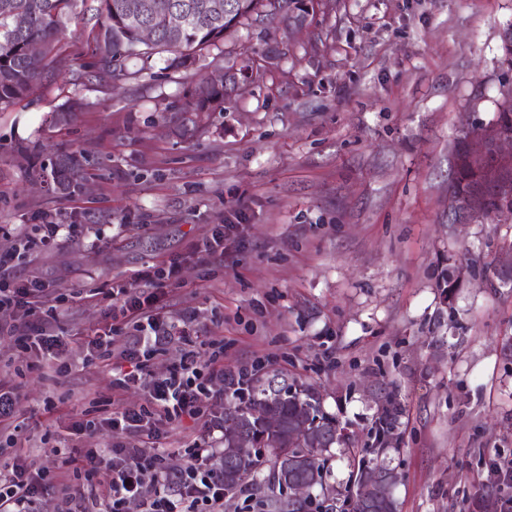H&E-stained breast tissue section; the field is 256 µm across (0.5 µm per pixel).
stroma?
<instances>
[{
    "label": "stroma",
    "mask_w": 512,
    "mask_h": 512,
    "mask_svg": "<svg viewBox=\"0 0 512 512\" xmlns=\"http://www.w3.org/2000/svg\"><path fill=\"white\" fill-rule=\"evenodd\" d=\"M93 7L78 0L51 52L59 66L0 106V252H15L11 276H38L58 298L70 350L51 379L0 337L34 469L54 474L65 448L113 441L105 427L69 431L112 394L109 368L84 366L75 337L106 328L113 282L174 259L161 321L194 311V337L222 341L225 367L307 380L347 424L354 451L335 450L329 483L345 489L355 458L372 460L371 432L393 407L399 512L512 497L493 469L512 460V288L490 270L512 214L457 224L448 209L458 137L512 104V0H335L304 28L241 25L186 68L157 54L111 80L96 76ZM247 58L260 81L196 116L197 84ZM75 98L82 110L52 125ZM71 152L75 192L39 187ZM229 221L223 263L200 264L192 243ZM39 224L63 225L57 245L15 251ZM449 271L461 286L447 303Z\"/></svg>",
    "instance_id": "obj_1"
}]
</instances>
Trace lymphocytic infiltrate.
<instances>
[{
	"mask_svg": "<svg viewBox=\"0 0 512 512\" xmlns=\"http://www.w3.org/2000/svg\"><path fill=\"white\" fill-rule=\"evenodd\" d=\"M179 282L177 262H160L116 282L111 297L113 326L108 332L81 340L84 364L101 363L112 369L113 389L133 387L146 392L145 404L117 405L110 416L95 419L75 415L73 435L94 433L99 427L116 432L108 449L78 448L65 459V469L55 475L33 470L26 458L14 456L0 466V512H38L37 505L53 488H61L59 512H222L224 482L212 460L223 416H209L212 402L225 393L239 391L249 377L246 368L229 370L223 350H184L167 374L152 375L150 367L173 334L156 314V305L168 288ZM51 295L43 281H23L0 274V336H19L33 342L38 355L68 372L65 344L53 332L57 311L50 310L39 330L29 318L48 306ZM207 419L206 432L185 448L186 466L169 473L155 443L169 425L184 418ZM81 472L98 479L91 491L71 487L69 475Z\"/></svg>",
	"mask_w": 512,
	"mask_h": 512,
	"instance_id": "1",
	"label": "lymphocytic infiltrate"
}]
</instances>
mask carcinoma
I'll return each instance as SVG.
<instances>
[{
    "label": "carcinoma",
    "mask_w": 512,
    "mask_h": 512,
    "mask_svg": "<svg viewBox=\"0 0 512 512\" xmlns=\"http://www.w3.org/2000/svg\"><path fill=\"white\" fill-rule=\"evenodd\" d=\"M76 0H0V104H9L26 95L42 77L43 71L30 68L27 49L32 43L39 46L41 57L47 56L49 46L61 34V19L72 10ZM99 25L95 33L98 73L114 75V67L129 58H149L169 53L167 68L186 66L196 55L219 47L224 33L243 21L262 20L278 12L297 18L304 13L305 0H96ZM171 8L183 14L182 27L173 32L158 30L155 41L144 44L138 30L154 21L160 10ZM227 87L222 84H203L195 97L199 111L224 102ZM81 167L74 155L60 157L51 171L55 189L70 194L77 185ZM495 179L485 168L469 158L460 146L455 154L454 177L450 187L458 194H468ZM265 409L277 420L271 429L251 411ZM236 415L241 420L242 433L249 444L240 448L241 454L230 465L221 464L217 456L215 469L224 478V489L235 494L246 479L259 467L270 464L268 493L261 500L262 512H304L305 504L289 501L283 492L288 485L281 458L284 449L293 455L309 454L317 458L318 468L305 477L310 489H320L325 497L336 494V488L326 482L325 461L331 448L348 447L351 436L342 434L336 416L325 411L321 393L311 384L272 381L255 374L246 394L227 400L224 415ZM306 424L311 430L304 443L292 441L295 425Z\"/></svg>",
    "instance_id": "cac0c4a2"
}]
</instances>
